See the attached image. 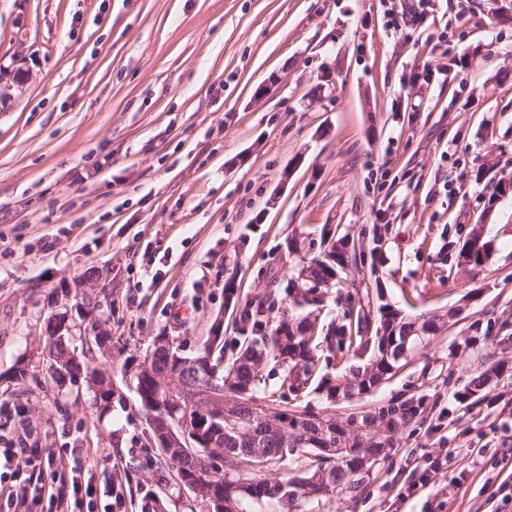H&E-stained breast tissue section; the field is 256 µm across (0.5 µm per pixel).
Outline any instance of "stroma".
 Instances as JSON below:
<instances>
[{
	"label": "stroma",
	"mask_w": 512,
	"mask_h": 512,
	"mask_svg": "<svg viewBox=\"0 0 512 512\" xmlns=\"http://www.w3.org/2000/svg\"><path fill=\"white\" fill-rule=\"evenodd\" d=\"M505 176L512 0H0V434L111 471L122 503L98 497L100 512L149 499L209 512L152 442L121 366L162 333L197 356L218 317L234 358L247 304L293 312L289 277L335 227L364 251L320 327L376 295L458 314L351 400L283 393L267 364L264 403L279 411L419 407L358 496L297 512H484L488 480L512 474ZM476 232L492 256L462 268L456 247ZM292 235L306 252H289ZM64 291L75 328L93 318L112 336L111 355L81 354L70 380L52 372L45 332ZM92 372L117 388L107 411ZM424 456L440 466L403 498Z\"/></svg>",
	"instance_id": "obj_1"
}]
</instances>
